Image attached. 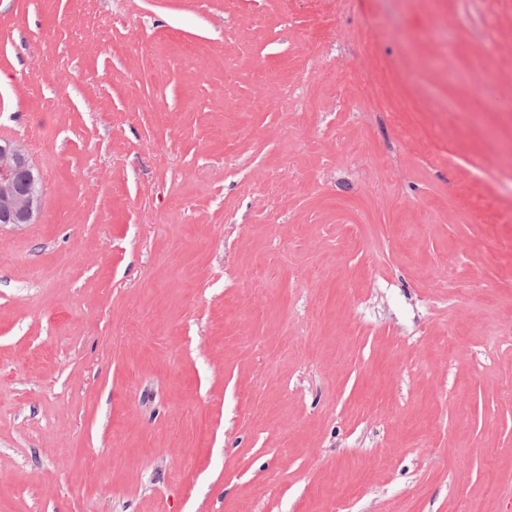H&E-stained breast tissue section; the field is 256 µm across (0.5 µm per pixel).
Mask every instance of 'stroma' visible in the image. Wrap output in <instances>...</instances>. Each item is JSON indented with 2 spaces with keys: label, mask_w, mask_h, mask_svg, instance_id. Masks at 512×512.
Here are the masks:
<instances>
[{
  "label": "stroma",
  "mask_w": 512,
  "mask_h": 512,
  "mask_svg": "<svg viewBox=\"0 0 512 512\" xmlns=\"http://www.w3.org/2000/svg\"><path fill=\"white\" fill-rule=\"evenodd\" d=\"M1 137L0 512L512 504V0H0ZM37 170V176L33 170ZM25 175L31 189L24 195L16 192L14 178ZM42 185L40 171L31 163L25 145L13 139L0 140V224H34L42 206V192H36V183Z\"/></svg>",
  "instance_id": "stroma-1"
}]
</instances>
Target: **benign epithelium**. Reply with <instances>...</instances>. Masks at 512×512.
<instances>
[{
    "instance_id": "1",
    "label": "benign epithelium",
    "mask_w": 512,
    "mask_h": 512,
    "mask_svg": "<svg viewBox=\"0 0 512 512\" xmlns=\"http://www.w3.org/2000/svg\"><path fill=\"white\" fill-rule=\"evenodd\" d=\"M25 145L13 139L0 140V224H34L42 206V193Z\"/></svg>"
}]
</instances>
